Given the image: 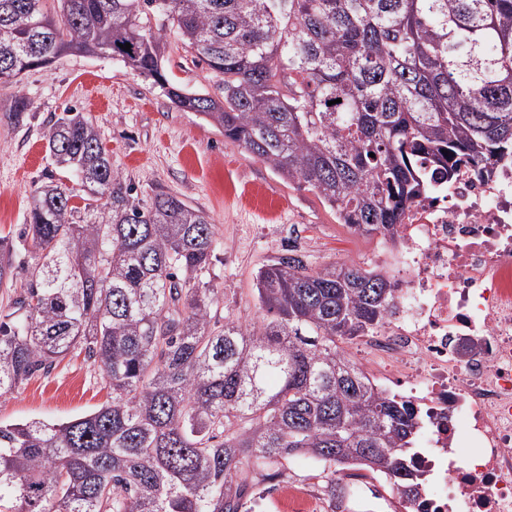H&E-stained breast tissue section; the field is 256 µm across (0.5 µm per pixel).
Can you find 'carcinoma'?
<instances>
[{"label": "carcinoma", "instance_id": "cac0c4a2", "mask_svg": "<svg viewBox=\"0 0 512 512\" xmlns=\"http://www.w3.org/2000/svg\"><path fill=\"white\" fill-rule=\"evenodd\" d=\"M44 2L0 0L1 83L64 51L119 57L363 237L394 235L463 161L479 178L512 168V0H56L55 16ZM170 31L212 90L171 79ZM47 152L61 178L35 190L21 234L40 263L14 300L21 319L0 321V395L80 350L112 401L62 423L0 422V504L252 512L258 478L297 457L332 494L358 468L419 498L411 405L342 347L386 322L390 275L314 271L290 249L258 272L260 316L240 323L203 279L218 230L202 211L165 192L136 202L74 108ZM64 178L102 187L81 222ZM15 253L0 237V288Z\"/></svg>", "mask_w": 512, "mask_h": 512}]
</instances>
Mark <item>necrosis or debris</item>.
I'll return each mask as SVG.
<instances>
[{
    "label": "necrosis or debris",
    "instance_id": "obj_1",
    "mask_svg": "<svg viewBox=\"0 0 512 512\" xmlns=\"http://www.w3.org/2000/svg\"><path fill=\"white\" fill-rule=\"evenodd\" d=\"M398 236L376 260L397 282L393 313L361 344L370 381L415 410L429 479L400 512H512V170L460 169ZM346 483L353 512H388L382 479Z\"/></svg>",
    "mask_w": 512,
    "mask_h": 512
}]
</instances>
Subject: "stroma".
<instances>
[{
	"label": "stroma",
	"mask_w": 512,
	"mask_h": 512,
	"mask_svg": "<svg viewBox=\"0 0 512 512\" xmlns=\"http://www.w3.org/2000/svg\"><path fill=\"white\" fill-rule=\"evenodd\" d=\"M166 40L170 76L192 89L209 87L205 64L185 52L174 35ZM19 95L30 110L14 125L4 115ZM68 107L92 118L113 168L140 203L155 192H172L216 224L220 247L205 279L217 291L222 313L233 319L245 324L256 319V275L287 248L297 249L313 269L373 265L374 239L337 224L314 192L284 182L267 164L225 141L198 113L173 108L119 59L65 53L19 82L0 84V236L16 242L20 279H28L37 263L31 243L19 239L28 201L55 172L47 137ZM111 398L97 368L77 351L0 395V421L61 423Z\"/></svg>",
	"instance_id": "stroma-1"
}]
</instances>
